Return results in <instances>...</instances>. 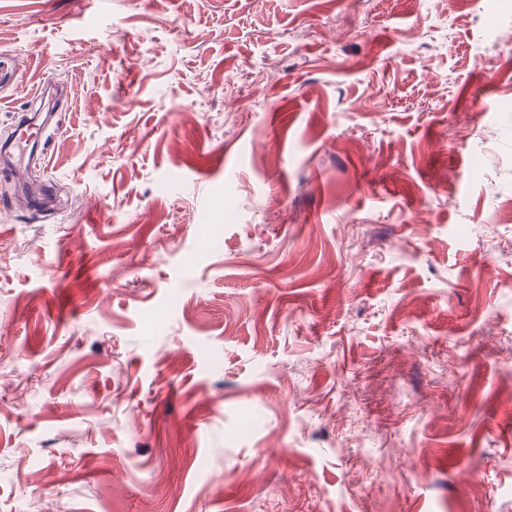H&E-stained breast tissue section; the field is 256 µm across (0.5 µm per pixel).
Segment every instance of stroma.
Returning <instances> with one entry per match:
<instances>
[{
  "label": "stroma",
  "mask_w": 512,
  "mask_h": 512,
  "mask_svg": "<svg viewBox=\"0 0 512 512\" xmlns=\"http://www.w3.org/2000/svg\"><path fill=\"white\" fill-rule=\"evenodd\" d=\"M1 193L0 512H512V0H0ZM48 119L39 122L35 118H30L27 114H22L16 122V134L13 137L12 147L19 148L29 156L37 153L45 157V144L48 137L45 135Z\"/></svg>",
  "instance_id": "1"
}]
</instances>
